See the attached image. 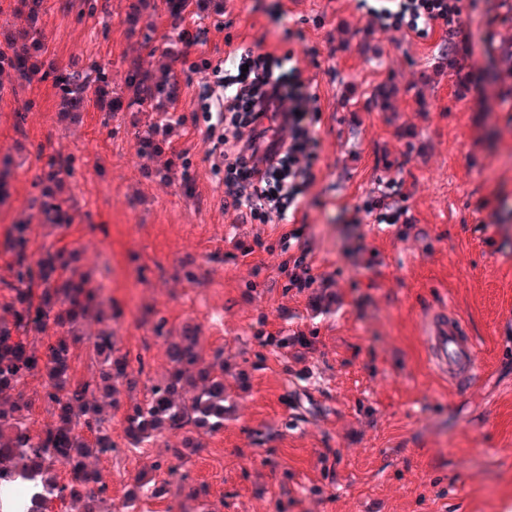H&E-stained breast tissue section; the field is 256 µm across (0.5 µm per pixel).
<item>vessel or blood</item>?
Here are the masks:
<instances>
[{
  "label": "vessel or blood",
  "mask_w": 512,
  "mask_h": 512,
  "mask_svg": "<svg viewBox=\"0 0 512 512\" xmlns=\"http://www.w3.org/2000/svg\"><path fill=\"white\" fill-rule=\"evenodd\" d=\"M421 329L434 370L450 385L462 388L482 376L479 340L453 304L428 309Z\"/></svg>",
  "instance_id": "1"
}]
</instances>
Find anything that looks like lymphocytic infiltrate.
<instances>
[{
  "label": "lymphocytic infiltrate",
  "instance_id": "lymphocytic-infiltrate-1",
  "mask_svg": "<svg viewBox=\"0 0 512 512\" xmlns=\"http://www.w3.org/2000/svg\"><path fill=\"white\" fill-rule=\"evenodd\" d=\"M467 0H373L367 32H404L424 38L434 28L446 35L436 71L448 72L458 97L478 81L469 63L472 48L458 40ZM286 72H276L270 53L247 50L239 67L224 72L210 89L206 120L221 129L216 167L224 171V198L248 209L263 224H303L306 196L315 186L321 147L316 127L321 119L317 85L302 80L293 52H286ZM411 192L403 179L383 181L377 191L354 205L352 224H410Z\"/></svg>",
  "mask_w": 512,
  "mask_h": 512
}]
</instances>
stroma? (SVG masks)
I'll use <instances>...</instances> for the list:
<instances>
[{
    "mask_svg": "<svg viewBox=\"0 0 512 512\" xmlns=\"http://www.w3.org/2000/svg\"><path fill=\"white\" fill-rule=\"evenodd\" d=\"M136 0H44L41 37L58 66L97 64L122 92L127 60L154 66L181 30L197 39L172 71L180 94L169 105L171 131L160 162H174L170 183L152 180L139 157L144 130L134 112H105L87 101L77 122L59 118L52 80L0 78V157L16 168L0 203V302L9 298L12 255L3 244L28 214L35 177L49 157L75 159L74 223L36 224L33 249L80 250L85 269L105 287L116 345L143 364L136 390L144 400L170 366L153 323L171 334L188 324L205 364L224 354L229 412L223 430H193L197 448L174 459L182 432L166 431L127 449L121 413L109 431L122 451L95 466L111 498H127L134 477L158 459L174 461L168 494L140 512H512V107L497 98L487 52L494 0H473L463 30L481 78L457 98L447 75L431 66L445 34H396L382 60L358 48L366 23L359 0H224L221 13L164 10L131 32ZM293 51L319 85L322 149L318 183L297 237L285 224H260L224 204L205 135V61L230 49ZM396 72L426 100L394 98L393 110L356 112L339 105L343 82L371 92ZM444 170L445 180L433 176ZM404 179L413 223L343 221L388 176ZM304 258L315 284L299 290L286 265ZM336 309L319 312L322 289ZM452 301L481 342L488 366L479 386L457 391L432 373L420 317ZM316 339L302 358L260 348L262 336ZM263 352L246 389L234 373ZM315 375L303 386L295 371Z\"/></svg>",
    "mask_w": 512,
    "mask_h": 512,
    "instance_id": "35a3bbf8",
    "label": "stroma"
}]
</instances>
